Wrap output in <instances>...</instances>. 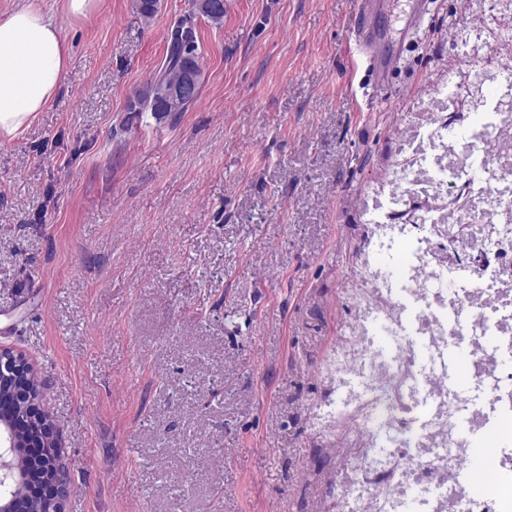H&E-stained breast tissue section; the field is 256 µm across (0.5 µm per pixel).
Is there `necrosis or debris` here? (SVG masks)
<instances>
[{
  "instance_id": "necrosis-or-debris-1",
  "label": "necrosis or debris",
  "mask_w": 512,
  "mask_h": 512,
  "mask_svg": "<svg viewBox=\"0 0 512 512\" xmlns=\"http://www.w3.org/2000/svg\"><path fill=\"white\" fill-rule=\"evenodd\" d=\"M466 121L411 126L362 209L314 430L320 512H512V81L473 73ZM464 373L466 384L452 383ZM497 428L480 490L472 437Z\"/></svg>"
}]
</instances>
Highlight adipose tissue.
<instances>
[{
    "mask_svg": "<svg viewBox=\"0 0 512 512\" xmlns=\"http://www.w3.org/2000/svg\"><path fill=\"white\" fill-rule=\"evenodd\" d=\"M69 58L60 25L38 0L0 15V139L16 136L52 103Z\"/></svg>",
    "mask_w": 512,
    "mask_h": 512,
    "instance_id": "obj_1",
    "label": "adipose tissue"
}]
</instances>
